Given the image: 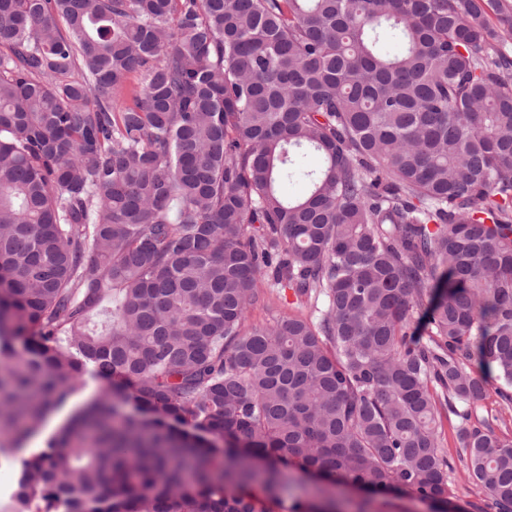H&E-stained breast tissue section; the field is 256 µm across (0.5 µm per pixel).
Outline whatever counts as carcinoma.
<instances>
[{
  "mask_svg": "<svg viewBox=\"0 0 512 512\" xmlns=\"http://www.w3.org/2000/svg\"><path fill=\"white\" fill-rule=\"evenodd\" d=\"M508 39L512 0H0L8 512H271L294 462L463 512L445 411L512 512ZM263 282L310 314L247 326ZM99 389L108 390L112 392V385L108 381H101L95 384H91L81 390L72 400L71 403L63 408L62 410L58 411L57 413L53 414L46 425L45 435L55 431V429L68 417V415L71 413V411L79 404L83 403L84 401L90 399L92 395L97 392ZM40 436L36 438L35 440H32L29 444L28 448H40L42 445V441L44 439V436Z\"/></svg>",
  "mask_w": 512,
  "mask_h": 512,
  "instance_id": "carcinoma-1",
  "label": "carcinoma"
}]
</instances>
